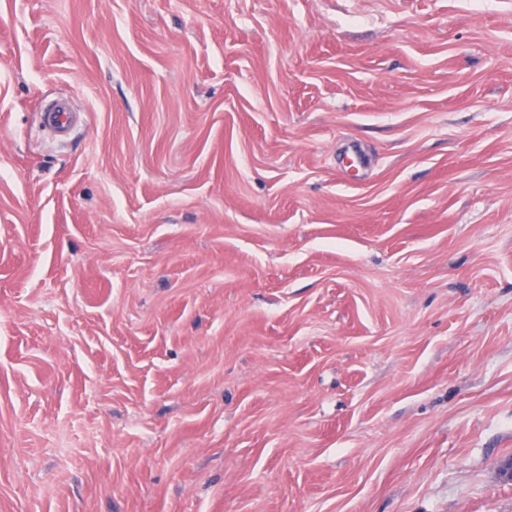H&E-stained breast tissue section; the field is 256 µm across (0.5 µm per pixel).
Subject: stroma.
Listing matches in <instances>:
<instances>
[{
  "label": "stroma",
  "mask_w": 512,
  "mask_h": 512,
  "mask_svg": "<svg viewBox=\"0 0 512 512\" xmlns=\"http://www.w3.org/2000/svg\"><path fill=\"white\" fill-rule=\"evenodd\" d=\"M510 456L512 0H0V512H512Z\"/></svg>",
  "instance_id": "1"
}]
</instances>
